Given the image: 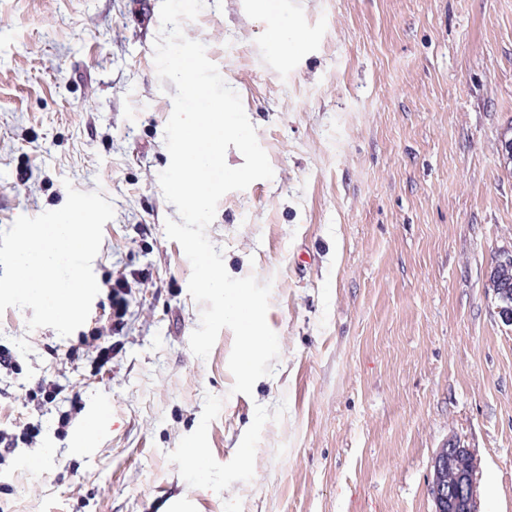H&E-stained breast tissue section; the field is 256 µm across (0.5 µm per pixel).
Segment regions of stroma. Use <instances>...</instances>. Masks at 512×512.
<instances>
[{
  "label": "stroma",
  "mask_w": 512,
  "mask_h": 512,
  "mask_svg": "<svg viewBox=\"0 0 512 512\" xmlns=\"http://www.w3.org/2000/svg\"><path fill=\"white\" fill-rule=\"evenodd\" d=\"M160 6L0 0V231L100 191L115 215L96 280L136 278L96 377L70 338L28 329L32 309L0 313L22 367L0 429L41 378L87 405L0 466V512H435L451 442L478 460L481 512H512V325L489 286L512 255V0H205L184 22L274 170L207 229L233 277L272 285L279 356L248 396L230 329L207 358L189 347L201 306L159 183L176 92L154 64Z\"/></svg>",
  "instance_id": "1"
}]
</instances>
